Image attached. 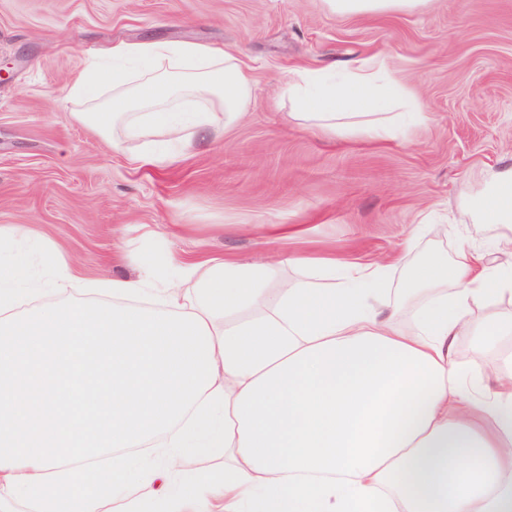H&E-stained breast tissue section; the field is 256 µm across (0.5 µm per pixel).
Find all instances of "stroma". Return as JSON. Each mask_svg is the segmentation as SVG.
I'll use <instances>...</instances> for the list:
<instances>
[{
	"label": "stroma",
	"instance_id": "stroma-1",
	"mask_svg": "<svg viewBox=\"0 0 512 512\" xmlns=\"http://www.w3.org/2000/svg\"><path fill=\"white\" fill-rule=\"evenodd\" d=\"M238 49L252 96L234 126L166 167L113 148L70 88L120 43ZM384 55L428 108L388 141L328 137L290 119L280 83ZM512 166V0H431L339 18L324 0H0V225L19 226L73 273L135 278L172 258L293 255L393 264L395 277L461 241L494 265L491 227L461 203L489 168ZM433 223L418 228L425 212ZM275 224L298 235L275 237Z\"/></svg>",
	"mask_w": 512,
	"mask_h": 512
}]
</instances>
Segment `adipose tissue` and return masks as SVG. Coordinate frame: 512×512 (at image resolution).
Segmentation results:
<instances>
[{
	"label": "adipose tissue",
	"mask_w": 512,
	"mask_h": 512,
	"mask_svg": "<svg viewBox=\"0 0 512 512\" xmlns=\"http://www.w3.org/2000/svg\"><path fill=\"white\" fill-rule=\"evenodd\" d=\"M429 0H327L339 18L414 12ZM72 93L101 135L155 165L243 115L251 79L234 51L142 42L108 49ZM385 57L343 75L294 71L292 117L325 135L383 141L424 126ZM112 98L98 105L102 86ZM512 257V169L463 198ZM19 229L0 225V512H512V265L461 244L406 287L389 268L292 257L180 261L185 290L50 265L55 303L30 307ZM499 353L493 382L457 361ZM146 456L130 449L148 440ZM223 454L222 470L210 462Z\"/></svg>",
	"instance_id": "ef3b65f1"
}]
</instances>
